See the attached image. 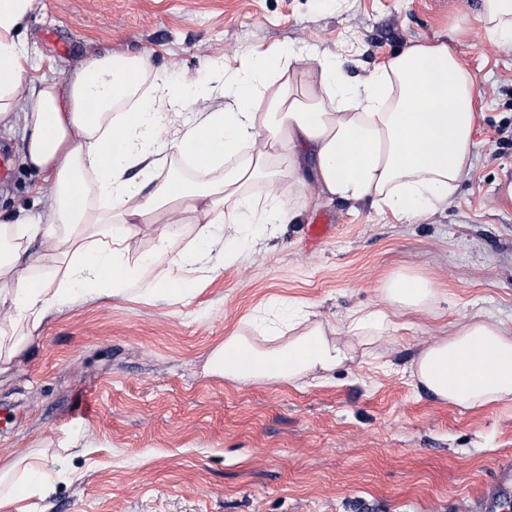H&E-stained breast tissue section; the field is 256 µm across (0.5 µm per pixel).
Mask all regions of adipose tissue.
Here are the masks:
<instances>
[{"mask_svg":"<svg viewBox=\"0 0 512 512\" xmlns=\"http://www.w3.org/2000/svg\"><path fill=\"white\" fill-rule=\"evenodd\" d=\"M34 2L0 0V123L18 106L27 65L19 34ZM478 18L491 40L512 44V0H480ZM453 43L450 34L412 43L358 83L335 58L288 49L271 61L246 56L233 80L196 88L173 89L144 55L95 56L67 83L32 85L25 160L55 192L37 223L0 221V307L10 315L0 327V373L52 313L77 298L122 293L148 269L155 280L142 298H188L180 271L219 274L244 225L285 224L311 203L299 195L267 206L248 192L253 181L285 177L300 187L312 178L322 197L368 202L402 218L435 212L473 165L476 85ZM94 85L102 93L91 112ZM212 94L232 97V106L198 113L159 138L172 115ZM187 157L199 180L166 172ZM174 218L194 224L191 247L166 230ZM145 224L158 225L155 242L130 257L129 241ZM382 293L383 307L353 317L356 338L392 328L387 306L424 311L438 300L422 278L390 280ZM279 316L263 335L226 336L208 373L293 383L354 361V343L330 335L313 313L283 306ZM243 350L250 356L244 367L234 359ZM410 370L423 391L461 409L512 401V329L473 317L420 351ZM57 458L56 449L40 448L0 460V508L44 493Z\"/></svg>","mask_w":512,"mask_h":512,"instance_id":"adipose-tissue-1","label":"adipose tissue"}]
</instances>
